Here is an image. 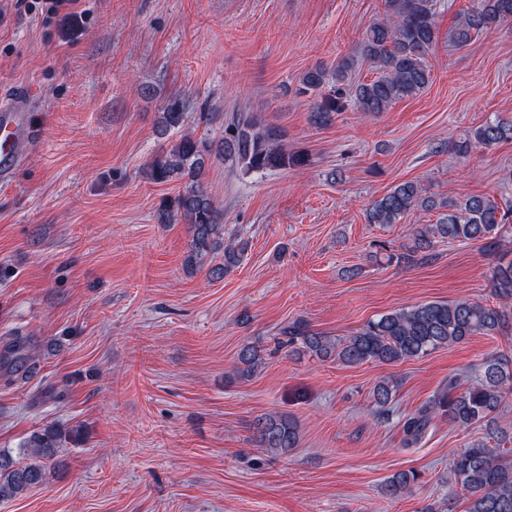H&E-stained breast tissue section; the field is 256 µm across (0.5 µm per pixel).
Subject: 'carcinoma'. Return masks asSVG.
I'll use <instances>...</instances> for the list:
<instances>
[{
    "label": "carcinoma",
    "instance_id": "obj_1",
    "mask_svg": "<svg viewBox=\"0 0 512 512\" xmlns=\"http://www.w3.org/2000/svg\"><path fill=\"white\" fill-rule=\"evenodd\" d=\"M386 3V18L372 23L364 33L363 53L378 76L355 86L353 105L359 112H385L396 101L423 92L431 80L426 55L437 37L434 0H386ZM509 21H512V0H479L477 6L459 14L450 40L457 46H465L474 36ZM325 80L326 72L322 68L310 70L302 78L303 91L319 97L314 103L313 122L320 127L330 125L345 107L341 90L323 93ZM158 127L161 134L172 132L178 138L150 161L148 178L154 183L179 185L177 195L160 209L159 222L171 224L180 220L189 225L191 242L186 266L193 269L210 261L208 276L215 281L222 279L240 262L247 243L224 239V213L204 180L212 152L247 173L301 169L308 165L309 155L283 148L281 130L249 112L237 113L225 124L217 141L205 135L198 137L187 127L186 108L178 96L163 102ZM504 141H512V118L496 115L455 148L465 154ZM442 207L448 213L438 223L423 225L406 252L396 257L390 255L388 260L413 264L418 261V254L430 249L435 238L483 241L489 253L499 252L512 206L503 207L481 194L438 202L423 195L418 182L405 181L374 202L367 212V221L395 224L412 210ZM490 286L499 300L497 305L468 300L422 303L383 314L368 321L354 335L339 339L312 332L306 324L297 322L283 330L282 344L347 366L373 361L391 364L422 357L436 349L461 344L475 334L495 336L512 327V259L497 258L491 267ZM6 359L11 372H28L31 361L28 338L16 337L9 344ZM263 363V350L246 345L238 353L236 372L247 378ZM457 388V383H448L427 406L404 421L406 443L418 442L438 417H446L448 422L464 430L480 429L483 436L454 454L452 460L455 483L468 502L466 512H512V432L498 423L500 407L512 396V357L500 354L485 359L472 383L460 392ZM396 390L397 383L392 380L376 385L372 399L379 413L390 412ZM254 434L260 447L273 452H286L298 442L297 423L286 414L260 417L255 422ZM65 440L66 432L49 426L25 438L18 456L0 452V500L12 499L43 484L48 467L58 463L59 448ZM418 478L412 470L397 472L387 478L383 492L397 499L411 491Z\"/></svg>",
    "mask_w": 512,
    "mask_h": 512
}]
</instances>
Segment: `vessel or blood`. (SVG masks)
Instances as JSON below:
<instances>
[{
    "mask_svg": "<svg viewBox=\"0 0 512 512\" xmlns=\"http://www.w3.org/2000/svg\"><path fill=\"white\" fill-rule=\"evenodd\" d=\"M35 93L28 87L0 89V183L10 182L22 156L18 142L35 140L39 130L31 114L34 110Z\"/></svg>",
    "mask_w": 512,
    "mask_h": 512,
    "instance_id": "obj_1",
    "label": "vessel or blood"
}]
</instances>
